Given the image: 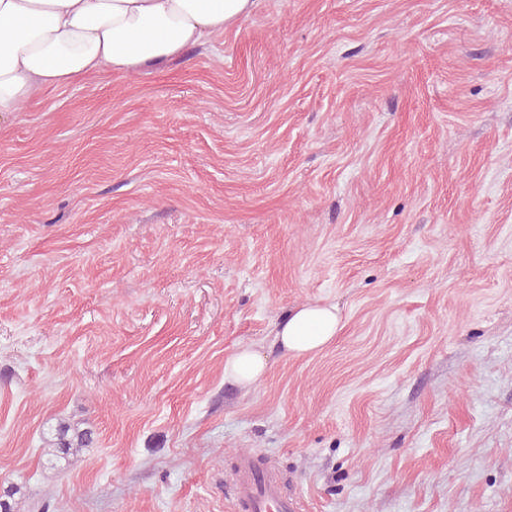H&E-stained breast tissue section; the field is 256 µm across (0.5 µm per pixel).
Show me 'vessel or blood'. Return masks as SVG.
Here are the masks:
<instances>
[{
  "instance_id": "1",
  "label": "vessel or blood",
  "mask_w": 512,
  "mask_h": 512,
  "mask_svg": "<svg viewBox=\"0 0 512 512\" xmlns=\"http://www.w3.org/2000/svg\"><path fill=\"white\" fill-rule=\"evenodd\" d=\"M231 486L237 512H299V501L285 492L279 473L259 457L242 458Z\"/></svg>"
}]
</instances>
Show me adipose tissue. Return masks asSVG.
<instances>
[{
    "mask_svg": "<svg viewBox=\"0 0 512 512\" xmlns=\"http://www.w3.org/2000/svg\"><path fill=\"white\" fill-rule=\"evenodd\" d=\"M254 7L255 0H0V113L102 70L126 75L178 57ZM339 329L335 306L306 305L280 322L275 341L304 355ZM266 369L260 352L242 347L226 359L224 378L248 387Z\"/></svg>",
    "mask_w": 512,
    "mask_h": 512,
    "instance_id": "1",
    "label": "adipose tissue"
}]
</instances>
